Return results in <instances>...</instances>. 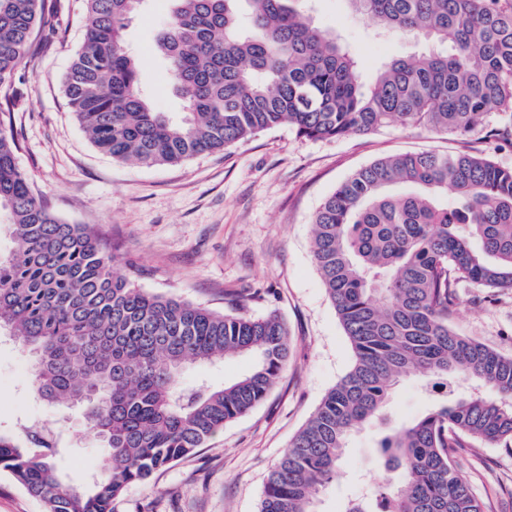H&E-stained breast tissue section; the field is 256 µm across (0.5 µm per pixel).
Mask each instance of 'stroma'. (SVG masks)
I'll list each match as a JSON object with an SVG mask.
<instances>
[{
    "label": "stroma",
    "mask_w": 512,
    "mask_h": 512,
    "mask_svg": "<svg viewBox=\"0 0 512 512\" xmlns=\"http://www.w3.org/2000/svg\"><path fill=\"white\" fill-rule=\"evenodd\" d=\"M47 3L19 69L22 103L11 126L21 143L17 165L34 190L63 221L91 225L135 287L222 313L240 308L256 318L278 315L291 341L288 366L260 405L148 482L130 485L113 499L111 512H258L271 467L353 361L313 260L316 210L343 180L379 158L465 151L512 168V147L482 132L459 138L415 127L314 141L283 125L177 165L117 161L92 145L63 92L84 37L86 2ZM171 8L170 0H146L127 25L126 44L141 61L139 80L150 100L176 118L183 102L154 50ZM302 8L355 53L368 85L390 59L433 48L422 39L378 33L352 15L345 0H303ZM448 322L460 335L512 356V289L491 297L461 286ZM33 361L18 341L0 340V433L21 437L25 422L47 429L57 445V470L70 485L83 486L102 449L79 407L31 392L18 369ZM250 366L249 358L229 357L188 366L176 381L189 387L204 377L220 387ZM429 407L419 378L401 382L384 414L351 435L322 512H339L343 502L389 480L374 450L380 433ZM455 461L487 512H512V447L477 443L457 449Z\"/></svg>",
    "instance_id": "35a3bbf8"
}]
</instances>
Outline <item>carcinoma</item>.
Returning <instances> with one entry per match:
<instances>
[{
	"mask_svg": "<svg viewBox=\"0 0 512 512\" xmlns=\"http://www.w3.org/2000/svg\"><path fill=\"white\" fill-rule=\"evenodd\" d=\"M45 2L0 0V90L13 106ZM137 2L86 0L85 38L64 79L70 111L115 160L175 165L282 125L323 140L388 125L498 135L495 120L512 124V0H347L377 32L439 47L390 60L369 88L350 49L295 0H171L155 51L183 100L176 121L143 93L139 60L125 46ZM5 117L0 218L15 247L0 255V327L39 357L33 393L84 408L105 452L77 488L58 473L45 434L0 435V470L45 512H110L129 485L265 399L288 365V328L276 315L219 313L133 287L96 232L62 221L34 192ZM312 226L314 260L353 363L268 474L259 512H319L351 433L413 376L433 403L381 440L380 460L396 477L340 512H484L452 450L464 439L512 443V356L455 332L448 308L462 281L491 295L512 289V168L464 152L377 159L324 200ZM227 355L251 358V369L220 388L203 379L178 387L185 364ZM460 379L471 390L448 399V384ZM100 389L104 404L91 401Z\"/></svg>",
	"mask_w": 512,
	"mask_h": 512,
	"instance_id": "cac0c4a2",
	"label": "carcinoma"
}]
</instances>
